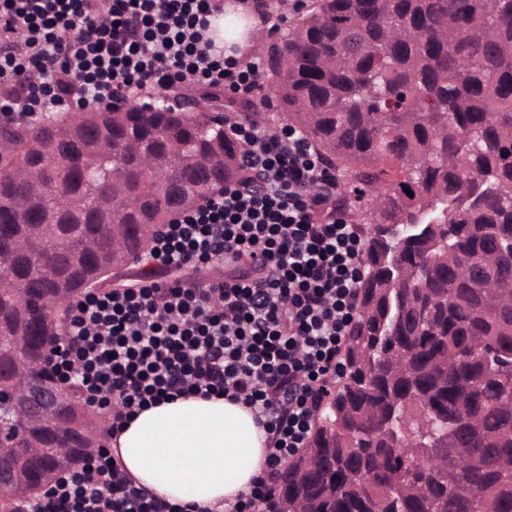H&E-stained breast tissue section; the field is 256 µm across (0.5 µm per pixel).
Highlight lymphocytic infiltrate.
Here are the masks:
<instances>
[{
    "label": "lymphocytic infiltrate",
    "instance_id": "lymphocytic-infiltrate-1",
    "mask_svg": "<svg viewBox=\"0 0 512 512\" xmlns=\"http://www.w3.org/2000/svg\"><path fill=\"white\" fill-rule=\"evenodd\" d=\"M222 0H0V116L54 112L178 85L248 100L258 63L239 67L207 36ZM255 192L225 184L154 238L156 270H217L207 281L149 277L87 295L52 363L75 374L119 432L137 409L199 395L249 407L268 434L265 467L225 512H248L305 447L313 414L342 368L357 310L363 243L336 210V177L291 125L268 136L234 121ZM319 185L309 193V185ZM246 264V275L219 270ZM36 512H187L136 486L102 449L38 501Z\"/></svg>",
    "mask_w": 512,
    "mask_h": 512
}]
</instances>
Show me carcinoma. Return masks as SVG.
<instances>
[{
    "mask_svg": "<svg viewBox=\"0 0 512 512\" xmlns=\"http://www.w3.org/2000/svg\"><path fill=\"white\" fill-rule=\"evenodd\" d=\"M267 63L284 119L343 185L336 208L364 235L358 310L332 399L262 512H512V0H313ZM178 108L49 116L0 125V373L11 347L57 382L50 309L142 261L151 230L229 179L263 187L209 97ZM123 179L113 190L112 173ZM411 193H406L405 189ZM65 401L0 459L35 485L99 432ZM36 496L0 490V512Z\"/></svg>",
    "mask_w": 512,
    "mask_h": 512,
    "instance_id": "1",
    "label": "carcinoma"
}]
</instances>
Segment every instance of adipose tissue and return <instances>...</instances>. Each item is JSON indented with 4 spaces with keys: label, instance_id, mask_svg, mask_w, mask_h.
Returning a JSON list of instances; mask_svg holds the SVG:
<instances>
[{
    "label": "adipose tissue",
    "instance_id": "obj_1",
    "mask_svg": "<svg viewBox=\"0 0 512 512\" xmlns=\"http://www.w3.org/2000/svg\"><path fill=\"white\" fill-rule=\"evenodd\" d=\"M112 448L136 485L173 503L220 507L259 475L266 432L242 404L188 396L137 411Z\"/></svg>",
    "mask_w": 512,
    "mask_h": 512
}]
</instances>
